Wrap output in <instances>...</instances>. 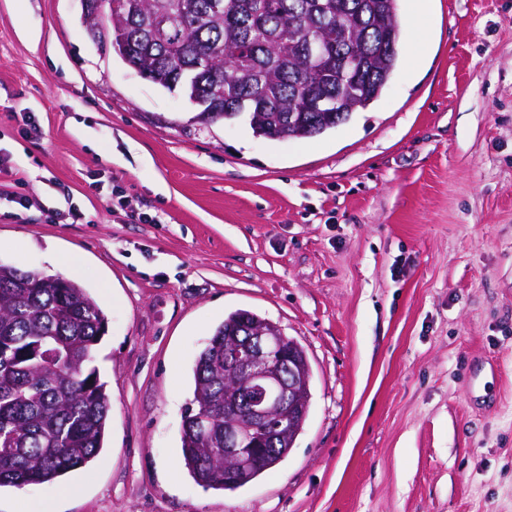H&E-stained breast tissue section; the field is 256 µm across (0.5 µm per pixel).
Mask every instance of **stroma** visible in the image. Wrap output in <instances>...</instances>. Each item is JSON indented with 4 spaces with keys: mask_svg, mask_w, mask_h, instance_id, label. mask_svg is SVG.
Instances as JSON below:
<instances>
[{
    "mask_svg": "<svg viewBox=\"0 0 512 512\" xmlns=\"http://www.w3.org/2000/svg\"><path fill=\"white\" fill-rule=\"evenodd\" d=\"M398 23L382 97L280 141L199 121L81 0H0V262L81 259L111 401L76 493L5 489L0 512H512V0ZM237 310L304 348L310 408L282 462L206 490L182 415Z\"/></svg>",
    "mask_w": 512,
    "mask_h": 512,
    "instance_id": "stroma-1",
    "label": "stroma"
}]
</instances>
